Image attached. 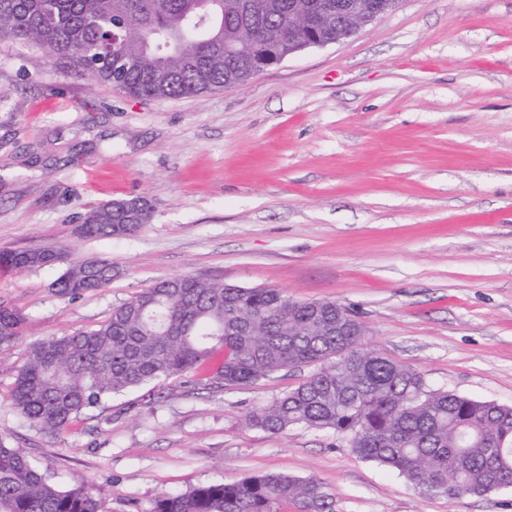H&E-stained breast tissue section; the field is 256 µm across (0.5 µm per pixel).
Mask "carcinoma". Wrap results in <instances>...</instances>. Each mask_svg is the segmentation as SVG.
<instances>
[{
  "label": "carcinoma",
  "mask_w": 512,
  "mask_h": 512,
  "mask_svg": "<svg viewBox=\"0 0 512 512\" xmlns=\"http://www.w3.org/2000/svg\"><path fill=\"white\" fill-rule=\"evenodd\" d=\"M352 0H0V37L22 40L51 59L137 98L196 96L242 86L255 59L239 50L256 39L283 54L297 48L296 16L315 20L320 40L334 42ZM118 35V56L112 33ZM144 197L106 203L82 220L83 238L126 236L151 220ZM80 260L53 284L72 298L111 282ZM49 251L0 252V265L41 268ZM25 317L0 305V349L17 343ZM224 385H245L293 367L306 381L245 418L279 435L294 426L331 429L352 450L406 478L425 493L454 500L512 486V407L431 389L414 368L364 344L354 321L333 301L296 302L277 288L244 287L182 276L112 307L96 328L29 345L12 398L30 423L62 432L112 395L184 376L217 348ZM336 512L318 480L261 473L159 497L152 512ZM0 512H107L89 484L63 489L0 439Z\"/></svg>",
  "instance_id": "1"
}]
</instances>
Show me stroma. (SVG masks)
Returning <instances> with one entry per match:
<instances>
[{
	"instance_id": "35a3bbf8",
	"label": "stroma",
	"mask_w": 512,
	"mask_h": 512,
	"mask_svg": "<svg viewBox=\"0 0 512 512\" xmlns=\"http://www.w3.org/2000/svg\"><path fill=\"white\" fill-rule=\"evenodd\" d=\"M146 197L149 224L76 233L86 213ZM0 267L22 339L0 349V436L64 488L93 481L109 512L253 474L312 477L337 512H512V487L450 501L356 455L331 430L280 436L247 412L310 368L215 387L223 350L164 386L107 399L54 435L11 392L31 342L104 322L113 305L188 275L330 300L364 342L430 388L512 406V0H400L352 36L290 55L245 85L136 99L0 42ZM119 273L73 299L52 283L79 257ZM0 252V265H6L14 268H41L52 265L48 256L52 251L43 249L42 253L35 257L28 255L25 251Z\"/></svg>"
}]
</instances>
